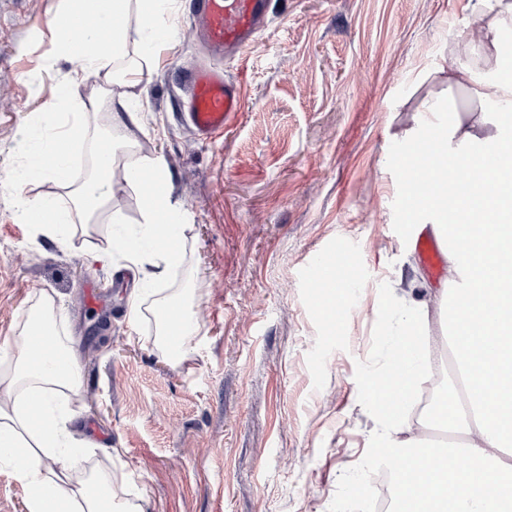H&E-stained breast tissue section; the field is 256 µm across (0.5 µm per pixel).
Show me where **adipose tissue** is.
Here are the masks:
<instances>
[{"instance_id": "adipose-tissue-1", "label": "adipose tissue", "mask_w": 512, "mask_h": 512, "mask_svg": "<svg viewBox=\"0 0 512 512\" xmlns=\"http://www.w3.org/2000/svg\"><path fill=\"white\" fill-rule=\"evenodd\" d=\"M63 15L80 22V30L55 29L60 54L77 56L84 73L99 77L91 105L105 103L110 123L138 124L131 90L141 82V61L151 59L172 33V0H66ZM137 14L136 37L124 24ZM512 20V0H493L482 15L486 71L468 63L448 67V84L466 89L477 107L456 114L448 125L449 141L468 144V151L450 154L440 144L425 164L454 158L461 170V196L456 213L443 205L445 186L434 182L417 201L414 225L430 228L446 244L448 274L463 287L444 290L448 306V341L456 358V381L464 389V407L442 399L433 422L467 434L465 443L437 446L418 436H403L400 416L421 377L426 304L408 300L384 322L392 340L385 371L367 372L363 391L380 413L375 448L398 449L402 456L393 482L395 512H512V51L499 40V27ZM76 79L59 83L55 94L26 120L20 175L25 181H46L59 190L26 208L27 223L50 238L75 235V217L93 222L108 206L117 165L110 140L91 136L82 115L63 122ZM91 148L95 166L83 183H75L77 150ZM504 157L500 167L482 169L485 154ZM127 178L145 182L140 233L111 236L108 249L143 268L142 285L127 301V314L137 319L144 296L171 269L183 262L181 249L170 241L182 237L169 205L164 168L152 157L138 158ZM154 258L153 270L143 267ZM56 305L42 294L13 339V353L0 371V467L8 468L28 489V512H134L119 498L111 473L85 474L84 449L75 446L74 416L65 400L80 393L82 377L71 337L54 333ZM51 329L50 345L34 353L36 326ZM71 363L57 365L59 355Z\"/></svg>"}]
</instances>
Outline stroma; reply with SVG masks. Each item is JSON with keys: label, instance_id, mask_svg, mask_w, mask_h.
<instances>
[{"label": "stroma", "instance_id": "35a3bbf8", "mask_svg": "<svg viewBox=\"0 0 512 512\" xmlns=\"http://www.w3.org/2000/svg\"><path fill=\"white\" fill-rule=\"evenodd\" d=\"M194 0H177L167 46L144 63L134 104L141 122L88 131L131 139L159 158L185 226V259L164 283L183 296L197 331L179 362L161 352L152 304L127 317L132 273L99 247L113 217L143 221L142 188H116L84 238L51 239L23 223V201L56 194L10 180L29 113L81 70L58 53L50 20L62 0H0V346L42 293L74 337L83 387L70 404L93 450L86 470L115 469L119 495L141 512H363L382 467L363 400L381 368L382 325L412 281L430 292L420 391L453 366L445 288L417 248L390 159L464 111L448 65L473 62L480 25L469 0H269L266 27L244 57L226 60L244 107L203 141L183 123V73L205 58ZM343 253L355 288L330 318L305 271ZM97 288L101 303L82 294Z\"/></svg>", "mask_w": 512, "mask_h": 512}]
</instances>
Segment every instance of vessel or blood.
Listing matches in <instances>:
<instances>
[{"instance_id": "vessel-or-blood-1", "label": "vessel or blood", "mask_w": 512, "mask_h": 512, "mask_svg": "<svg viewBox=\"0 0 512 512\" xmlns=\"http://www.w3.org/2000/svg\"><path fill=\"white\" fill-rule=\"evenodd\" d=\"M268 11V0H195V12L208 51L215 57L240 55L256 41ZM243 107L239 82L225 79L222 67L196 66L184 74V117L192 132L203 139L223 133ZM408 185V200H415L419 185L430 173L417 162L401 163ZM336 271V279L351 282L354 274L342 257L331 254L309 265V287H320L325 267Z\"/></svg>"}]
</instances>
